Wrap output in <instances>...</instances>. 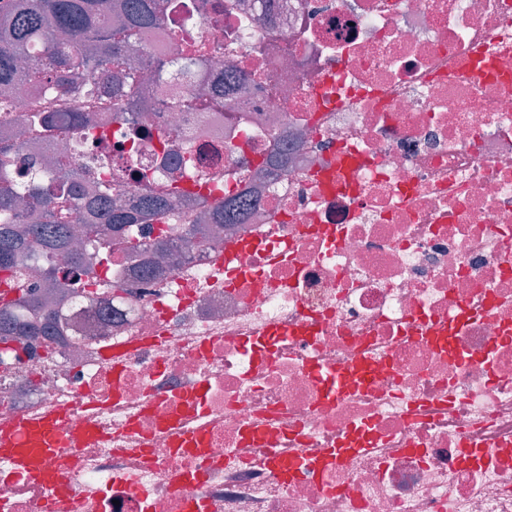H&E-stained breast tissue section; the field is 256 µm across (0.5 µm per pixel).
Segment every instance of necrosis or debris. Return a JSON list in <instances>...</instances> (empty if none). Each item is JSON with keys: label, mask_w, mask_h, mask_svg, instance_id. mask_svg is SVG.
I'll list each match as a JSON object with an SVG mask.
<instances>
[{"label": "necrosis or debris", "mask_w": 512, "mask_h": 512, "mask_svg": "<svg viewBox=\"0 0 512 512\" xmlns=\"http://www.w3.org/2000/svg\"><path fill=\"white\" fill-rule=\"evenodd\" d=\"M208 3L140 39L139 125L0 114L18 193L75 139L124 199L200 186L86 225L71 335L0 346V428L64 413L70 475L0 464V512H512V0Z\"/></svg>", "instance_id": "necrosis-or-debris-1"}]
</instances>
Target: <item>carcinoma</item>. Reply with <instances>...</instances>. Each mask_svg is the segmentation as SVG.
Here are the masks:
<instances>
[{"instance_id": "cac0c4a2", "label": "carcinoma", "mask_w": 512, "mask_h": 512, "mask_svg": "<svg viewBox=\"0 0 512 512\" xmlns=\"http://www.w3.org/2000/svg\"><path fill=\"white\" fill-rule=\"evenodd\" d=\"M5 0L0 4V113L12 111L10 92L17 85L34 79L52 80L57 97L82 92L101 103L110 104L125 115L138 103L145 80L126 65L133 40L160 24L169 0ZM41 52L39 68L21 69L29 53ZM117 67L116 91L104 96L105 80ZM18 151L14 145L0 149V275L8 276L40 258L42 287L46 298L59 295L63 302L72 293L71 273L59 275L54 259L62 255L90 270L84 253L75 248L80 229L72 213L81 208L84 223L106 224L117 234L130 224H140L164 212L169 199L145 193L134 203L109 198V190L100 186L96 194L83 197L74 188L84 181L78 168L71 170L69 185H54L30 195L33 223L17 224L12 214L21 203L15 184L8 174L9 157ZM244 204L231 201L215 207L217 225L237 223ZM63 330L57 305H46L41 297L28 291L0 304V337L52 335Z\"/></svg>"}]
</instances>
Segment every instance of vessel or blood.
Segmentation results:
<instances>
[{
  "label": "vessel or blood",
  "instance_id": "obj_1",
  "mask_svg": "<svg viewBox=\"0 0 512 512\" xmlns=\"http://www.w3.org/2000/svg\"><path fill=\"white\" fill-rule=\"evenodd\" d=\"M62 414L51 413L40 419L22 420L13 429V438L6 455L13 471L27 470L40 473L51 497L61 496L68 484V476L49 464L63 447Z\"/></svg>",
  "mask_w": 512,
  "mask_h": 512
}]
</instances>
